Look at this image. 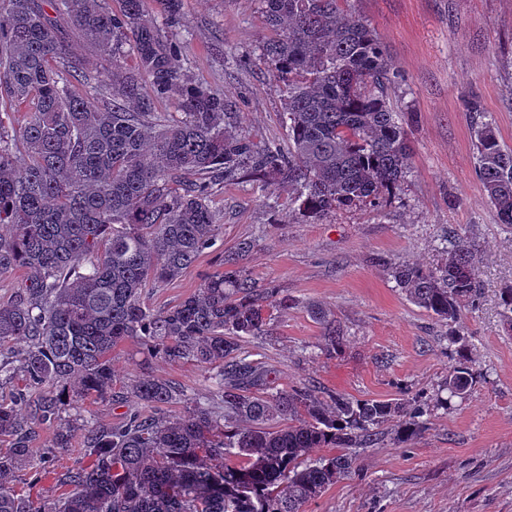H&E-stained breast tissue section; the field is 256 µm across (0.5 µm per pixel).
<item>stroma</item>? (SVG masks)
I'll use <instances>...</instances> for the list:
<instances>
[{
  "mask_svg": "<svg viewBox=\"0 0 512 512\" xmlns=\"http://www.w3.org/2000/svg\"><path fill=\"white\" fill-rule=\"evenodd\" d=\"M385 45L395 84L391 101L413 153L400 191L380 210L298 215L287 185L228 183L212 198L219 219L213 248L176 279L146 288L164 311L195 292L221 252L258 243L244 267L258 285L292 300L274 312L260 350L281 388L304 381L357 399L397 400L440 392L448 376V325L394 286L376 257L427 263L448 229L479 250L481 298L456 324L479 373L428 431L398 443L397 424L360 448L352 472L306 512H512V331L501 324L500 288L512 285V231L498 224L477 175L472 116L476 96L499 138L512 147V0H350ZM180 42L193 82L223 93L232 131L260 144H288L281 83L259 59L270 38L259 0H182ZM275 200L276 209L266 206ZM331 314L344 333L334 358L315 355ZM151 372L189 397H212L207 372L154 359Z\"/></svg>",
  "mask_w": 512,
  "mask_h": 512,
  "instance_id": "obj_1",
  "label": "stroma"
}]
</instances>
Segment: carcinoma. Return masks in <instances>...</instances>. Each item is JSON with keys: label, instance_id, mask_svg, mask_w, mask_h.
<instances>
[{"label": "carcinoma", "instance_id": "1", "mask_svg": "<svg viewBox=\"0 0 512 512\" xmlns=\"http://www.w3.org/2000/svg\"><path fill=\"white\" fill-rule=\"evenodd\" d=\"M163 2L159 25L144 0H123L117 13L101 0H0V224L11 228L0 237V272H24L0 301V347L15 346L0 351V386L12 391L0 400V512H303L350 474L352 450L375 445L387 421L398 419L401 440L415 438L476 382L453 323L479 300V260L455 231L433 263H388L395 287L448 322L447 397L362 400L309 384L275 387L263 355L245 344L268 334L288 296L240 267L252 237L221 255L179 305L154 312L143 304V288L177 278L214 246L217 185L244 176L286 183L297 210L318 218L377 210L412 155L390 103L385 47L344 0H262L276 34L262 56L283 85L286 152L224 128L232 102L189 81L168 35L180 0ZM128 42L132 68L121 60ZM85 43L110 66L106 105L96 104ZM176 89L185 119L170 124L154 102ZM17 104L30 114L18 130L3 120ZM474 140L487 200L512 230V148L489 120L475 123ZM499 303L512 330V285ZM315 316L320 351L331 357L342 336L324 312ZM126 341L138 344L142 371L113 398L128 405L122 420L83 422L82 457L58 476L51 505L19 493L21 465L33 485L49 459L72 448L66 408L112 395V349ZM156 358L207 370L217 401L198 402L151 375ZM173 404L183 413H166ZM47 427L36 462L32 444ZM316 449L330 454L314 458Z\"/></svg>", "mask_w": 512, "mask_h": 512}]
</instances>
